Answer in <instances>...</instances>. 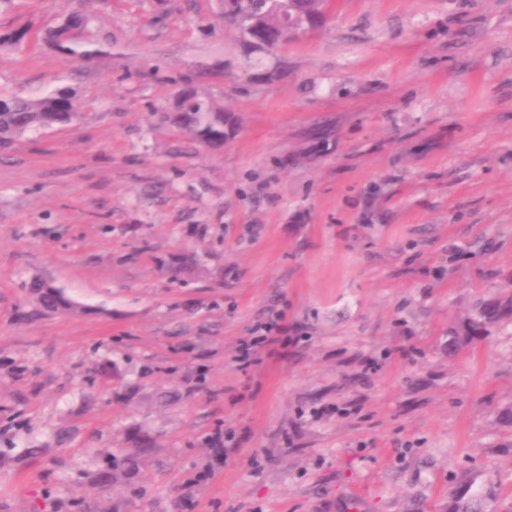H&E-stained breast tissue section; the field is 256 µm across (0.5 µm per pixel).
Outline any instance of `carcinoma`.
<instances>
[{"label": "carcinoma", "mask_w": 512, "mask_h": 512, "mask_svg": "<svg viewBox=\"0 0 512 512\" xmlns=\"http://www.w3.org/2000/svg\"><path fill=\"white\" fill-rule=\"evenodd\" d=\"M84 24L80 14L69 16L62 24L44 33V42L81 60L88 59L96 51L76 41V31ZM34 38L31 28L20 26L0 35V50L19 51ZM82 119L76 93L70 87L58 88L36 97L0 94V147H8L37 129L52 128L57 124L73 123ZM194 141L206 146L224 138V111L216 109L208 101L198 97L189 87L178 92L177 111L164 115ZM31 293L39 309L46 313L74 312L76 307L63 297L44 290V284L36 281ZM499 316L494 303L481 306L477 316L467 322L466 328L448 334V348L459 352L471 345L475 338L488 334V326ZM138 470L137 458L122 451L104 453L91 477V484L105 490L119 480L127 481Z\"/></svg>", "instance_id": "carcinoma-1"}]
</instances>
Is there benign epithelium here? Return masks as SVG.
<instances>
[{
	"mask_svg": "<svg viewBox=\"0 0 512 512\" xmlns=\"http://www.w3.org/2000/svg\"><path fill=\"white\" fill-rule=\"evenodd\" d=\"M330 0H318V5L305 11L290 7L288 0L274 5V20L266 14L244 17L241 29L245 41L257 48H268L292 40L304 26L314 27L326 19Z\"/></svg>",
	"mask_w": 512,
	"mask_h": 512,
	"instance_id": "1",
	"label": "benign epithelium"
}]
</instances>
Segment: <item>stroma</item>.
Masks as SVG:
<instances>
[{
	"mask_svg": "<svg viewBox=\"0 0 512 512\" xmlns=\"http://www.w3.org/2000/svg\"><path fill=\"white\" fill-rule=\"evenodd\" d=\"M74 12L91 60L0 51V92L84 115L0 152V512H512V315L446 347L512 297V0H334L271 50L219 0H9L0 33ZM185 84L223 149L163 121ZM42 281H35L31 286V293L39 309L46 313L75 312L76 306L57 294L44 290ZM67 306V308H66ZM499 316V307L494 303H485L481 306L477 316L469 319L463 331L453 330L448 334V348L459 352L471 345L476 337L488 335V326L494 323ZM138 470V461L134 455L125 454L123 451H111L104 453L97 464V468L91 477L93 488L105 490L118 480L128 481ZM109 476L108 480L104 476Z\"/></svg>",
	"mask_w": 512,
	"mask_h": 512,
	"instance_id": "stroma-1",
	"label": "stroma"
}]
</instances>
